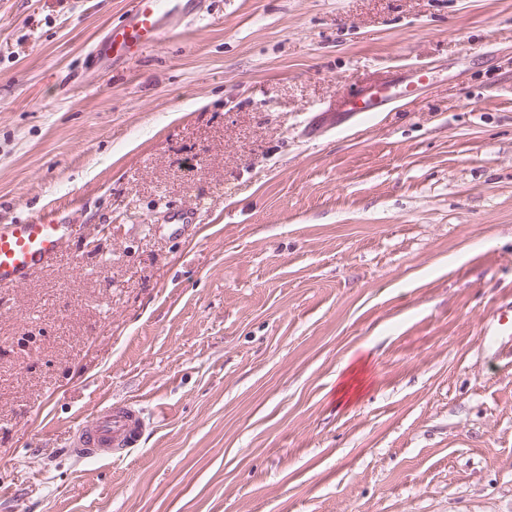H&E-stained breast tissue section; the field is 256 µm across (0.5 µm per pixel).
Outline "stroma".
<instances>
[{"label": "stroma", "instance_id": "obj_1", "mask_svg": "<svg viewBox=\"0 0 512 512\" xmlns=\"http://www.w3.org/2000/svg\"><path fill=\"white\" fill-rule=\"evenodd\" d=\"M129 8L0 0V224L76 231L0 290V512H512V0H200L92 67ZM109 400L138 446L72 456ZM498 331L490 340L498 349L508 346L509 353H512V308L497 314Z\"/></svg>", "mask_w": 512, "mask_h": 512}]
</instances>
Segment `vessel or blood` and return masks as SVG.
Masks as SVG:
<instances>
[{"mask_svg": "<svg viewBox=\"0 0 512 512\" xmlns=\"http://www.w3.org/2000/svg\"><path fill=\"white\" fill-rule=\"evenodd\" d=\"M130 13L108 26L93 43L89 62L106 67L131 59L141 45L170 37L176 20L190 17L199 0H133ZM74 228L51 219L27 224L0 225V288H15L34 270L51 266ZM145 427L141 411L130 405L107 404L78 425L71 451L84 458L111 455L116 448H132Z\"/></svg>", "mask_w": 512, "mask_h": 512, "instance_id": "obj_1", "label": "vessel or blood"}]
</instances>
